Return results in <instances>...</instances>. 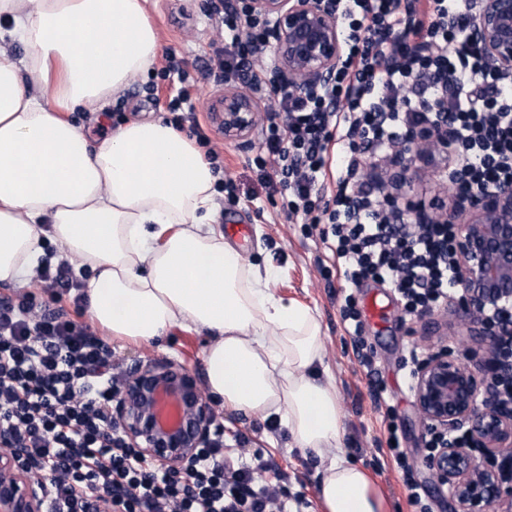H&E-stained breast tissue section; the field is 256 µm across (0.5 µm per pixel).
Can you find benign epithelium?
<instances>
[{"label": "benign epithelium", "instance_id": "obj_1", "mask_svg": "<svg viewBox=\"0 0 512 512\" xmlns=\"http://www.w3.org/2000/svg\"><path fill=\"white\" fill-rule=\"evenodd\" d=\"M252 14L270 23L271 64L282 85L304 94L330 80L344 53L345 37L329 0H247ZM473 37L485 63L512 81V0H480L472 18ZM260 105L238 88L224 87V135L252 133ZM453 134L448 121L411 130L408 152L427 162L448 150ZM392 176L398 195L411 187L409 167L398 161ZM410 224L455 227L456 303L467 330L489 342L491 358L480 373L446 348L423 359L414 383L415 406L425 430L439 438L422 457L435 485L455 500L458 512H488L505 494L497 469L488 460L512 453V402L494 390V380L512 375V361L498 353L500 336L512 324L491 322L487 311L512 304V185L483 186L453 195L451 205L430 214L411 200L397 208ZM108 415L126 441L150 464L181 470L207 445L215 423L209 398L197 374L173 360L154 359L129 369ZM463 432L469 445L456 434ZM20 450L0 439V512H42L57 477L19 465Z\"/></svg>", "mask_w": 512, "mask_h": 512}]
</instances>
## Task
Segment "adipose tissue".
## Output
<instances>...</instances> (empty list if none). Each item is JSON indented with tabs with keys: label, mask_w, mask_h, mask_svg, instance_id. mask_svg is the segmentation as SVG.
<instances>
[{
	"label": "adipose tissue",
	"mask_w": 512,
	"mask_h": 512,
	"mask_svg": "<svg viewBox=\"0 0 512 512\" xmlns=\"http://www.w3.org/2000/svg\"><path fill=\"white\" fill-rule=\"evenodd\" d=\"M147 0H0V282L24 284L59 244L91 277L88 313L116 337L207 332L211 395L278 417L319 456L322 512H384L381 492L339 448L342 411L318 315L271 290L217 230L216 177L163 121H133L99 144L65 120L107 111L156 62ZM25 46L15 56L14 44ZM54 80L51 96L41 86Z\"/></svg>",
	"instance_id": "ef3b65f1"
}]
</instances>
